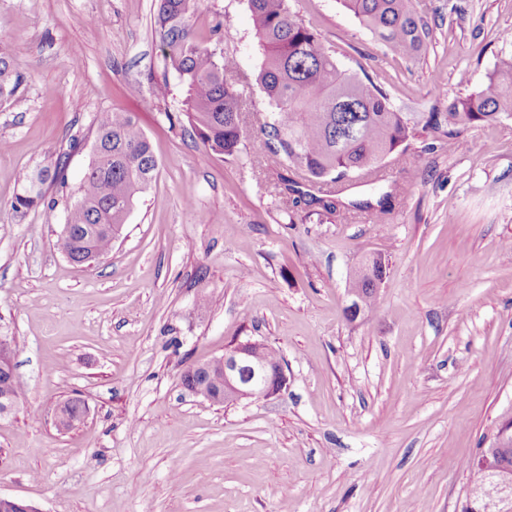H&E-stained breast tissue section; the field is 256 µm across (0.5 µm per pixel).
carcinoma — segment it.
Wrapping results in <instances>:
<instances>
[{"instance_id":"carcinoma-1","label":"carcinoma","mask_w":512,"mask_h":512,"mask_svg":"<svg viewBox=\"0 0 512 512\" xmlns=\"http://www.w3.org/2000/svg\"><path fill=\"white\" fill-rule=\"evenodd\" d=\"M247 2L260 61L255 81L272 107L259 125L266 156L275 162L282 191L299 192L292 174L302 172L317 189L315 194L308 191L302 196L328 212L338 208L335 184L350 173L373 176L385 159L407 150L417 127L451 145L466 127L512 118V54L498 59L477 90L449 103L445 112L427 113L419 125L412 113L394 106L382 86L343 70L333 50L295 18L289 0ZM343 2L390 51L411 58L424 48L429 29L417 14L415 0ZM199 10L200 0H159L154 25L166 64L183 87V112L191 135L211 152L235 157L246 138L252 98L236 80L237 59L220 47L222 20L212 19V44L194 36ZM20 80L14 49L1 42L0 104L16 94ZM93 145L96 150L59 242L61 251L75 263L111 250L117 227L125 223L135 195L152 183L158 168L132 114L114 112L102 117ZM65 181L61 161L23 175L15 209L40 204L50 186ZM390 202L391 195L386 193L374 204L353 202L351 206L370 209L381 219ZM386 270V261L379 255L350 281L349 319L373 310ZM5 391L21 400L24 390L16 375H0V392ZM62 411L69 421L79 422L86 404L73 397L63 403ZM467 468L472 480L461 512H481L493 484L512 480V438L480 449L467 461Z\"/></svg>"}]
</instances>
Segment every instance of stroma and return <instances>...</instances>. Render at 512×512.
<instances>
[{
    "mask_svg": "<svg viewBox=\"0 0 512 512\" xmlns=\"http://www.w3.org/2000/svg\"><path fill=\"white\" fill-rule=\"evenodd\" d=\"M290 7L404 112L446 111L512 53V0H417L431 35L411 61L342 0ZM156 8L0 0L23 75L0 106V336L25 389L0 417V495L40 512H461L465 460L512 416V119L449 150L419 132L381 180L345 179L342 209L295 206L258 129L232 159L189 136ZM216 15L251 75L247 0H203L201 40ZM105 112L136 115L158 173L111 251L77 264L58 240ZM59 159L66 186L16 210L22 174ZM385 192L382 220L355 209ZM373 254L388 263L376 306L348 319ZM246 338L280 353L287 390L224 406L184 388L189 366ZM71 397L88 415L58 430Z\"/></svg>",
    "mask_w": 512,
    "mask_h": 512,
    "instance_id": "1",
    "label": "stroma"
}]
</instances>
